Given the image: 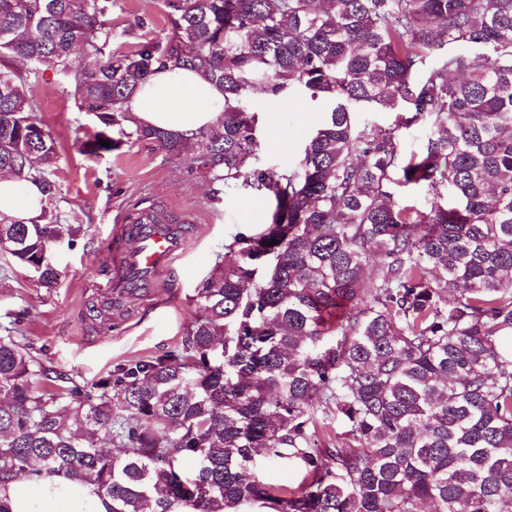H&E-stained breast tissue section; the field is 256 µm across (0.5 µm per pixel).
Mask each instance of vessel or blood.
<instances>
[{
    "label": "vessel or blood",
    "instance_id": "b4317fda",
    "mask_svg": "<svg viewBox=\"0 0 512 512\" xmlns=\"http://www.w3.org/2000/svg\"><path fill=\"white\" fill-rule=\"evenodd\" d=\"M181 220L150 210L141 211L138 218L124 216L120 227L127 244L117 245L108 289L113 294L150 293L184 256L187 237Z\"/></svg>",
    "mask_w": 512,
    "mask_h": 512
}]
</instances>
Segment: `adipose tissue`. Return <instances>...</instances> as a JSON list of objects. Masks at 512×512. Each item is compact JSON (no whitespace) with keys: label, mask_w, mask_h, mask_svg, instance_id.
Returning <instances> with one entry per match:
<instances>
[{"label":"adipose tissue","mask_w":512,"mask_h":512,"mask_svg":"<svg viewBox=\"0 0 512 512\" xmlns=\"http://www.w3.org/2000/svg\"><path fill=\"white\" fill-rule=\"evenodd\" d=\"M142 123L192 139L213 127L224 110L220 88L189 69L160 70L128 101ZM43 194L33 181L0 175V213L23 221L40 214ZM10 512H107L92 486L56 477L23 478L0 489Z\"/></svg>","instance_id":"1"}]
</instances>
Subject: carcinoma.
<instances>
[{
	"label": "carcinoma",
	"mask_w": 512,
	"mask_h": 512,
	"mask_svg": "<svg viewBox=\"0 0 512 512\" xmlns=\"http://www.w3.org/2000/svg\"><path fill=\"white\" fill-rule=\"evenodd\" d=\"M101 2L0 0V171L45 195L32 224L0 214V254L50 288V249L73 233L51 209L57 142L29 80L44 66L100 127L86 154L156 143L214 200L267 198L270 219L224 246L180 347L92 388L37 387L50 369L8 329L0 488L64 476L108 512H509L512 0H162L170 33L124 51L107 50ZM178 66L224 90L217 127L188 141L126 125L129 98ZM257 89L325 104L287 165L258 155ZM420 123L426 142L407 157L402 130ZM409 184L434 191L426 210L402 204ZM332 409L348 430L322 442ZM263 462L303 481L267 485Z\"/></svg>",
	"instance_id": "1"
}]
</instances>
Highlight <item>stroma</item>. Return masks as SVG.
<instances>
[{
	"mask_svg": "<svg viewBox=\"0 0 512 512\" xmlns=\"http://www.w3.org/2000/svg\"><path fill=\"white\" fill-rule=\"evenodd\" d=\"M106 19L116 50L131 47L141 35L162 38L170 31L160 0H108ZM33 89L57 141L52 209L63 223L73 225L75 236L73 242L51 249L60 276L49 289L0 257V328L10 326L18 311L28 310L20 329L45 365L91 386L117 363L160 356L180 346L195 312L191 298L215 263L223 260L225 243L236 232L261 228L270 207L244 191L210 201L205 177L152 143L98 157L85 155L79 147L98 126L92 115L78 110L56 68L43 67ZM277 109L279 122L264 124L260 132L259 153L270 165L287 162L285 147L296 146L322 118L317 102L303 112L285 101ZM129 209L189 213L193 232L157 296L127 297L119 309L99 314L95 307L112 275L117 218Z\"/></svg>",
	"mask_w": 512,
	"mask_h": 512,
	"instance_id": "1",
	"label": "stroma"
}]
</instances>
